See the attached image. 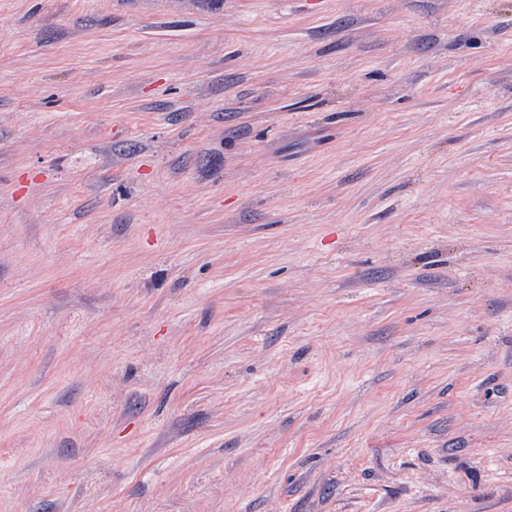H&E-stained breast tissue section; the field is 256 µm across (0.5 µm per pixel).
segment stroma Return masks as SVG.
Returning <instances> with one entry per match:
<instances>
[{
    "label": "stroma",
    "instance_id": "1",
    "mask_svg": "<svg viewBox=\"0 0 512 512\" xmlns=\"http://www.w3.org/2000/svg\"><path fill=\"white\" fill-rule=\"evenodd\" d=\"M0 512H512V0H0Z\"/></svg>",
    "mask_w": 512,
    "mask_h": 512
}]
</instances>
